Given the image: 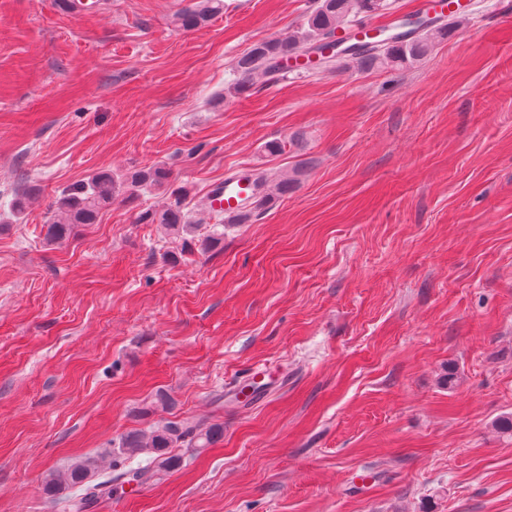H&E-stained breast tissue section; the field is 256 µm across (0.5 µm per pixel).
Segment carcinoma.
<instances>
[{"label":"carcinoma","mask_w":512,"mask_h":512,"mask_svg":"<svg viewBox=\"0 0 512 512\" xmlns=\"http://www.w3.org/2000/svg\"><path fill=\"white\" fill-rule=\"evenodd\" d=\"M392 9L388 0H315L302 27L286 38H274L254 44L232 64L231 90L236 95L250 92L254 78L260 76L269 81L279 79L280 62L288 55L304 56L306 50L320 42V37L350 26L358 16L377 15ZM224 12V0H197L193 6L182 10L176 17L184 31L195 30ZM455 19L440 17L426 27L415 30L405 39L391 38L358 46L350 54L351 65L361 70H396L422 63L435 45L448 39ZM255 177L263 192L240 215L224 220V213L211 212L214 224L208 234L199 233V225L192 223L185 207L188 191L179 187L171 190L174 201L166 209L144 211L137 215L140 224H159L167 236L182 242L189 253L209 252L224 236V224H247L263 214L275 201L288 193L291 180L272 179L259 172ZM170 183V172L150 166L128 173L122 179L107 174L92 177L75 184L56 199L55 218L48 225L47 238L60 242L69 237L76 224H94L102 209L112 205L119 197L130 200L142 190L162 188ZM224 437V424L166 421L148 431L131 430L118 442L120 452L130 458L147 456V464L130 469L137 481L157 483L182 466L183 456L172 453L174 448H185L192 455L218 443ZM102 458L84 456L70 465L52 469L42 480L40 491L48 502H53L63 492L71 495L75 512H86L100 499L112 498V476L97 481Z\"/></svg>","instance_id":"cac0c4a2"}]
</instances>
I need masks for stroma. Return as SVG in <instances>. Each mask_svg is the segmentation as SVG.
Listing matches in <instances>:
<instances>
[{
  "mask_svg": "<svg viewBox=\"0 0 512 512\" xmlns=\"http://www.w3.org/2000/svg\"><path fill=\"white\" fill-rule=\"evenodd\" d=\"M192 2L0 0V512H73L48 470L199 419L223 440L89 512H512V0L419 65L244 96L235 59L314 0L186 32ZM154 165L199 219L239 170L293 184L204 255L136 223L165 188L47 242L62 191ZM255 365L282 381L238 406Z\"/></svg>",
  "mask_w": 512,
  "mask_h": 512,
  "instance_id": "35a3bbf8",
  "label": "stroma"
}]
</instances>
